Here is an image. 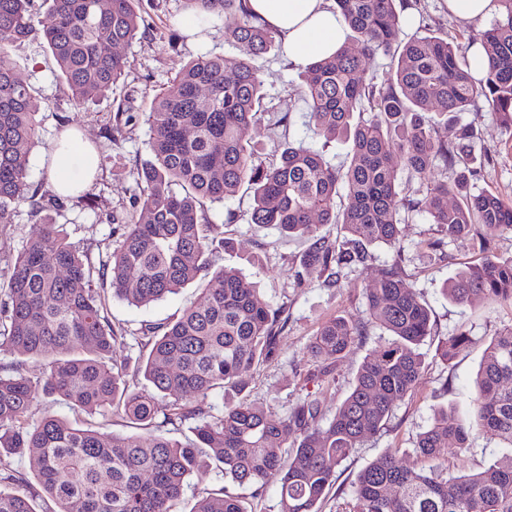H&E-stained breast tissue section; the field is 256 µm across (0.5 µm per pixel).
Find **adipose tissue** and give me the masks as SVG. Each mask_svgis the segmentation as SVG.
Here are the masks:
<instances>
[{"mask_svg": "<svg viewBox=\"0 0 512 512\" xmlns=\"http://www.w3.org/2000/svg\"><path fill=\"white\" fill-rule=\"evenodd\" d=\"M248 5L279 31L294 63L304 65L328 57L346 39L342 23L324 0H248ZM60 143L47 170L53 191L65 194L74 188L87 189L93 178L87 166L91 154L88 139L73 129L61 136Z\"/></svg>", "mask_w": 512, "mask_h": 512, "instance_id": "obj_1", "label": "adipose tissue"}]
</instances>
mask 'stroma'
Here are the masks:
<instances>
[{
    "instance_id": "obj_1",
    "label": "stroma",
    "mask_w": 512,
    "mask_h": 512,
    "mask_svg": "<svg viewBox=\"0 0 512 512\" xmlns=\"http://www.w3.org/2000/svg\"><path fill=\"white\" fill-rule=\"evenodd\" d=\"M142 22L136 41L126 49L124 78L105 96L74 109L67 87L59 77L52 57L42 41L0 55V66L13 69L19 78L31 83L38 96L49 100L48 110L38 116L43 142L54 143L59 134L75 127L84 132L96 149L97 176L89 193L91 206L75 204L53 213L68 241L91 256L109 253L115 245L113 228L130 223L139 213L142 186L137 171L152 154L145 115L153 98L175 77L192 57L203 53L237 55L238 46L226 32L236 20L227 15L211 21L203 35L191 39L183 29L189 13L183 0H138ZM413 29H430L453 38L464 55H472L470 31L484 28L481 20L462 21L448 14L447 0H417ZM264 80L262 115L250 127L247 138L264 164L278 163L284 141H308L305 104L295 90L301 82L300 69L293 64L283 43L255 57ZM130 114L121 136L110 129L116 113ZM462 123L475 131L473 149L485 164L472 193L492 191L512 199V136L487 112L485 104L463 113ZM252 195L240 189L224 203L209 206L212 223L218 224L233 243L224 252V265L239 268L248 281L257 283L263 298L272 306L284 308L288 321L278 336V356L257 367L249 378L246 398L255 406L287 414L305 396L319 398L326 415H333L346 397L354 376L369 350L385 338L379 328H371L364 341L352 348L334 371L333 380L314 377L315 365L309 346L323 322L336 315L354 320L366 316L365 290L392 254L386 248L374 250L372 262L349 274L341 287H327L318 270H301L300 259L307 242L281 236L275 227H259L249 222ZM36 226L28 207H20L11 223L0 224V290L6 288L11 259ZM436 225L419 215L401 225L405 277L420 299L431 309L435 334L427 338L421 351L424 373L413 397L396 403L387 427L367 438L336 469V482L326 492L322 512H338L351 490L357 473L391 448L398 449L401 465L414 461L410 453L417 436L430 424L436 409L455 407L457 418L471 427V450L459 454L453 448L441 451L446 466L456 473H470L489 466L503 453L500 440L474 426L469 403L475 392V375L490 340L512 324V305L476 301L457 305L448 301L441 288L461 268L477 262L478 251L461 241H446L442 254L429 257L427 244L438 239ZM202 294L191 285L146 308L111 299L114 325L135 331L145 322H171L190 303L200 302ZM465 331L470 342L455 358L446 360L439 348L448 336Z\"/></svg>"
}]
</instances>
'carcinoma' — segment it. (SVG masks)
I'll list each match as a JSON object with an SVG mask.
<instances>
[{"label":"carcinoma","mask_w":512,"mask_h":512,"mask_svg":"<svg viewBox=\"0 0 512 512\" xmlns=\"http://www.w3.org/2000/svg\"><path fill=\"white\" fill-rule=\"evenodd\" d=\"M44 2L40 18L33 0H0V54L41 37L79 108L124 75L127 60L117 48L139 34L137 0ZM183 2L203 23L236 16L227 36L241 55H198L155 96L146 115L153 161L137 173L145 184L139 216L119 225L112 253L95 260L42 216L65 208L63 199L40 196L28 182L32 150L42 144L36 115L43 103L30 84L0 66V224L11 223L25 204L39 218L12 262L0 308V353L42 363L36 378L18 370L0 375V484L18 487L0 489V512H36L34 499L42 495L56 512H177L207 459L232 487L197 499L191 512H249L235 488H248L255 498L270 483L278 486L279 512H320L336 467L385 428L396 402L414 395L422 378L420 346L434 321L406 283L399 228L406 213H425L448 238L484 254L445 282L446 299L512 305V257L490 255L477 230L512 232V201L468 191L477 175L474 130L454 124L483 101L512 134V0H494L493 22L470 35L486 57L479 77L450 39L406 33L410 0H334L333 11L357 47L346 42L332 57L302 66L299 97L307 129L322 146L351 143L343 167L290 141L279 164L258 160L246 139L264 99L253 59L280 34L249 11L247 0ZM377 53L394 68L385 83L365 68L364 59ZM434 108L454 126V138L435 130L428 116ZM434 167L451 177L413 191L412 180ZM244 184L252 192L250 223L308 241L300 266L319 269L330 288L372 261V248L393 254L365 291L367 318L332 317L310 345L317 374L330 377L369 328L388 333L366 354L324 427L321 402L311 396L286 416L244 398L218 414L208 404L217 394L244 392L254 367L277 356V333L286 321L239 269L217 265L228 242L205 202L222 203ZM327 224L339 226L340 235L323 234ZM194 283L202 286L203 302L174 322L144 323L134 333L147 347L138 372L149 386L130 385L112 358L128 331L112 325L105 291L141 308ZM468 344L465 332L456 333L441 355L452 359ZM41 395L88 415L119 409L143 434L105 436L62 417L35 418L31 407ZM471 406L479 424L512 449V325L486 347ZM186 423L192 440L163 433ZM450 441L460 452L470 450L467 428L452 411L439 409L413 448L422 466L403 467L397 449L386 451L360 471L339 512H512V454L444 479L439 450ZM17 454L27 458L39 488L10 467L8 456Z\"/></svg>","instance_id":"1"}]
</instances>
